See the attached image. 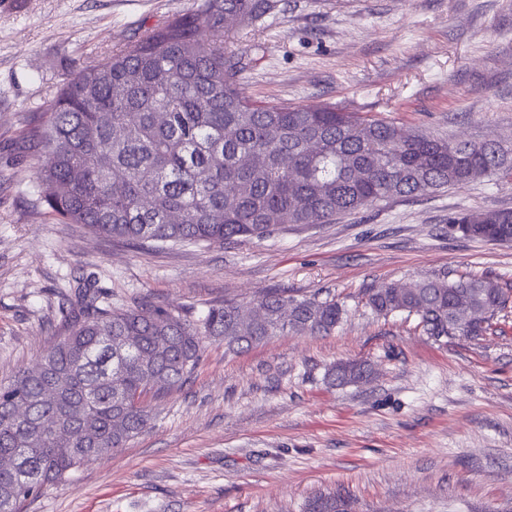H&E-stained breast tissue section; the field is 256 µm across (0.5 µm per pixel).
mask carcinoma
Here are the masks:
<instances>
[{"label": "carcinoma", "mask_w": 512, "mask_h": 512, "mask_svg": "<svg viewBox=\"0 0 512 512\" xmlns=\"http://www.w3.org/2000/svg\"><path fill=\"white\" fill-rule=\"evenodd\" d=\"M279 2L203 0L73 73L50 101L46 123L33 122L29 134L43 159L37 178L50 212L136 246H211L331 224L484 177L512 179V152L493 142L403 137L391 123L344 108L242 96L245 58L224 44L235 25L263 18ZM452 223L470 239L512 243V210L466 212ZM366 296L381 316H417L436 339L483 336L509 303V292L485 277H425ZM64 311L68 333L43 351L40 372L0 384V457L14 460L0 468V512H23L42 486L143 432L151 421L144 398L181 387L206 341L238 351L273 336L329 335L342 318L335 300L286 289L246 306L226 301L195 320L148 301L102 308L91 288L76 289ZM365 373L349 362L334 376L348 383ZM309 512L348 507L321 495Z\"/></svg>", "instance_id": "carcinoma-1"}]
</instances>
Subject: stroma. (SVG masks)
Segmentation results:
<instances>
[{
  "mask_svg": "<svg viewBox=\"0 0 512 512\" xmlns=\"http://www.w3.org/2000/svg\"><path fill=\"white\" fill-rule=\"evenodd\" d=\"M201 0H0V384L63 331L88 285L195 319L274 289L336 299L328 336H276L240 353L208 345L147 429L44 486L25 512H307L331 493L354 512H512V316L480 339L430 338L381 317L364 291L448 274L512 288V244L467 239L451 216L512 209L480 179L380 203L263 240L143 249L60 224L36 184L32 119L85 63L127 48ZM229 51L252 101L340 104L401 131L512 150V0H282ZM366 381L331 386L339 361Z\"/></svg>",
  "mask_w": 512,
  "mask_h": 512,
  "instance_id": "1",
  "label": "stroma"
}]
</instances>
